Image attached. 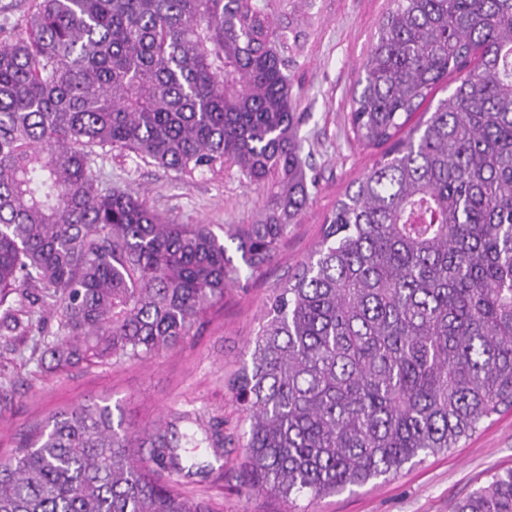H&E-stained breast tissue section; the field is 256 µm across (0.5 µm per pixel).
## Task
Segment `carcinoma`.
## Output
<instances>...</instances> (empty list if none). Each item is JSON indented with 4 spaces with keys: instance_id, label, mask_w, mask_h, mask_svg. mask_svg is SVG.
I'll return each instance as SVG.
<instances>
[{
    "instance_id": "cac0c4a2",
    "label": "carcinoma",
    "mask_w": 512,
    "mask_h": 512,
    "mask_svg": "<svg viewBox=\"0 0 512 512\" xmlns=\"http://www.w3.org/2000/svg\"><path fill=\"white\" fill-rule=\"evenodd\" d=\"M349 112L385 147L274 289L251 366L245 492L314 498L454 448L512 409V0H392ZM291 0H31L0 24V337L46 314L49 368L179 347L240 282L209 224L97 176L113 151L191 178L234 167L275 206L228 237L254 276L308 201ZM459 84L401 131L448 75ZM39 307H27L25 290ZM224 420L150 430L82 404L0 458V512H215L175 489L223 457ZM147 447L162 479L136 458ZM455 512H512V468Z\"/></svg>"
}]
</instances>
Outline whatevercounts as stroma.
<instances>
[{
    "label": "stroma",
    "mask_w": 512,
    "mask_h": 512,
    "mask_svg": "<svg viewBox=\"0 0 512 512\" xmlns=\"http://www.w3.org/2000/svg\"><path fill=\"white\" fill-rule=\"evenodd\" d=\"M391 7V0H296L304 47L292 68L293 95L302 114L303 154L316 187L262 273L227 288L223 304L182 346L146 360L65 370L42 367L41 348L58 334L51 317L29 335L0 341V454H9L29 425L58 410L97 402L138 428H151L184 411L205 419L223 417L224 432L233 435V442L218 460L211 449H191L193 462L212 464L214 471L205 479L182 480L181 488L223 506L224 512H452L455 502L494 472L512 466V411H505L456 448L420 455L398 473L340 493L315 500L303 492L285 500L240 490L246 424L227 382L251 362L250 343L273 289L312 250L337 200L374 164L376 152L350 138L347 115L362 63ZM98 172L144 193L149 205L181 223L211 225L219 237L225 225L252 223L273 203L269 190L247 186L234 168L182 180L135 156L112 153L100 161Z\"/></svg>",
    "instance_id": "obj_1"
}]
</instances>
